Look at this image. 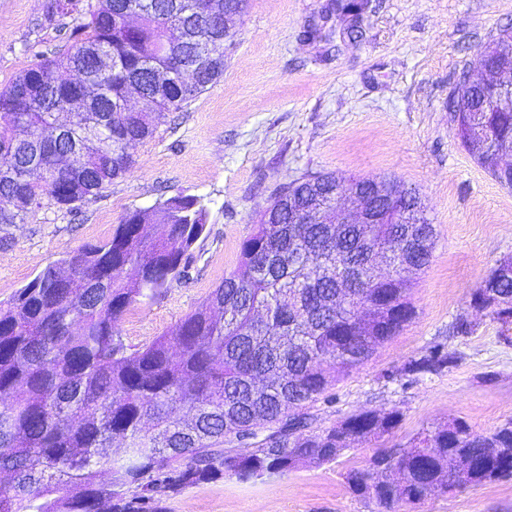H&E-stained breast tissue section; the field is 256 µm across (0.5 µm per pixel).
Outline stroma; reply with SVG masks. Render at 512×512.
Returning a JSON list of instances; mask_svg holds the SVG:
<instances>
[{
    "label": "stroma",
    "mask_w": 512,
    "mask_h": 512,
    "mask_svg": "<svg viewBox=\"0 0 512 512\" xmlns=\"http://www.w3.org/2000/svg\"><path fill=\"white\" fill-rule=\"evenodd\" d=\"M327 0H248L227 45L224 75L136 150L120 179L73 211L43 204L11 226L0 249V303L63 253L108 240L132 210L178 193L200 198L205 234L190 263L158 298L134 304L121 322L125 344L170 330L234 271L252 217L280 183L306 173L392 176L420 197L437 238L413 274L417 315L359 370L341 378L314 424L329 427L363 410L399 409L388 438L359 443L335 461L240 481L187 488L168 512H376L352 494L349 470L420 429L465 420L488 432L512 420V342L471 294L512 256V189L461 145L448 98L465 65L499 29L512 0H370L361 40L303 31ZM44 0H0V87L40 56L67 51L68 31L41 23ZM471 322L467 335L455 322ZM443 346L455 362L437 374L402 375L407 361ZM399 512H512V478L436 494Z\"/></svg>",
    "instance_id": "obj_1"
}]
</instances>
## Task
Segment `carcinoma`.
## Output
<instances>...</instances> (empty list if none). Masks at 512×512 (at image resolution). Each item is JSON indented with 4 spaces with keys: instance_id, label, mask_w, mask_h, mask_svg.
I'll list each match as a JSON object with an SVG mask.
<instances>
[{
    "instance_id": "obj_1",
    "label": "carcinoma",
    "mask_w": 512,
    "mask_h": 512,
    "mask_svg": "<svg viewBox=\"0 0 512 512\" xmlns=\"http://www.w3.org/2000/svg\"><path fill=\"white\" fill-rule=\"evenodd\" d=\"M215 2V11L205 2L189 12L186 0H46L45 22L68 26L73 45L0 89L1 248L7 227L43 201L71 211L123 177L136 146L223 76L224 47L215 61L192 57L210 37L234 36L224 34V0ZM366 6L329 0L324 13L352 36ZM486 48H512V27ZM174 57L197 63L196 79L154 83ZM135 89L147 107L127 112ZM485 130L512 144V109L480 113L461 135L512 188V171L482 146ZM373 184L416 198L384 176L304 174L277 186L240 245L238 269L139 348L125 345L120 322L134 303L169 288L191 258L207 219L195 196L127 212L111 239L65 254L0 304V473L9 476L0 512H167L166 501L193 485L328 463L391 434L397 409L315 428L309 408L331 401L339 378L416 318L402 271L428 265L433 224L420 206L395 209L383 224L282 221L315 205L334 209L338 196ZM489 291L493 319L512 326V256L476 289ZM452 362L434 348L404 372ZM114 446L116 457L107 452ZM104 468L107 482L98 480ZM461 471L475 486L512 477V421L492 432L460 419L423 428L347 479L377 512H397L456 491Z\"/></svg>"
}]
</instances>
